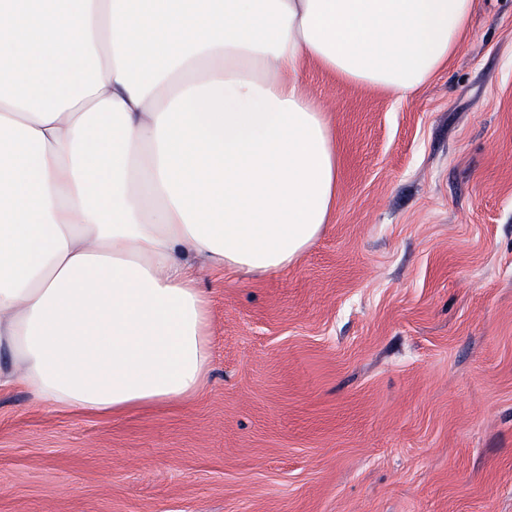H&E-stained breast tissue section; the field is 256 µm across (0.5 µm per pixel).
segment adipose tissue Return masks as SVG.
I'll return each instance as SVG.
<instances>
[{
  "label": "adipose tissue",
  "instance_id": "ef3b65f1",
  "mask_svg": "<svg viewBox=\"0 0 512 512\" xmlns=\"http://www.w3.org/2000/svg\"><path fill=\"white\" fill-rule=\"evenodd\" d=\"M476 0H0V388L113 415L195 395L198 271L293 264L336 209L310 64L405 98Z\"/></svg>",
  "mask_w": 512,
  "mask_h": 512
}]
</instances>
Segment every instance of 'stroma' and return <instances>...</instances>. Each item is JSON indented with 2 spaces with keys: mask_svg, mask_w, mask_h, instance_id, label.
I'll return each mask as SVG.
<instances>
[{
  "mask_svg": "<svg viewBox=\"0 0 512 512\" xmlns=\"http://www.w3.org/2000/svg\"><path fill=\"white\" fill-rule=\"evenodd\" d=\"M336 212L215 270L208 382L116 415L0 389V512H512V0L400 98L308 66Z\"/></svg>",
  "mask_w": 512,
  "mask_h": 512,
  "instance_id": "35a3bbf8",
  "label": "stroma"
}]
</instances>
